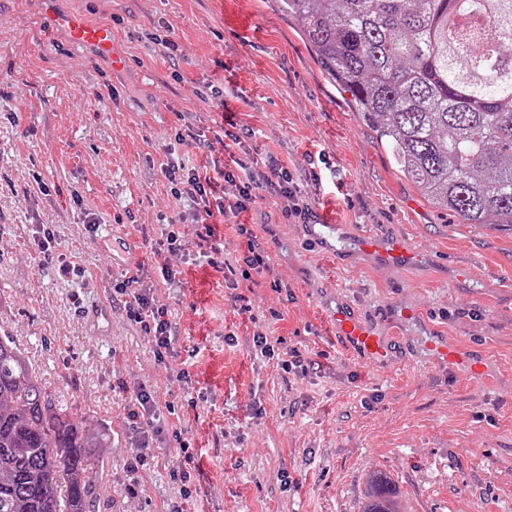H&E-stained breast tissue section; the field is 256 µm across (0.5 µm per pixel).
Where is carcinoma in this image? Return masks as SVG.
I'll list each match as a JSON object with an SVG mask.
<instances>
[{
  "label": "carcinoma",
  "mask_w": 512,
  "mask_h": 512,
  "mask_svg": "<svg viewBox=\"0 0 512 512\" xmlns=\"http://www.w3.org/2000/svg\"><path fill=\"white\" fill-rule=\"evenodd\" d=\"M401 171L464 224L512 226V0H283ZM109 435L0 337V512H93ZM361 512H403L387 473Z\"/></svg>",
  "instance_id": "carcinoma-1"
}]
</instances>
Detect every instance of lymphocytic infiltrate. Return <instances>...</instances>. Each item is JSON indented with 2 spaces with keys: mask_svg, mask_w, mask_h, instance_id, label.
Listing matches in <instances>:
<instances>
[{
  "mask_svg": "<svg viewBox=\"0 0 512 512\" xmlns=\"http://www.w3.org/2000/svg\"><path fill=\"white\" fill-rule=\"evenodd\" d=\"M161 173L171 197L187 206L194 228L193 239H186L184 233L171 230L163 233L154 244L155 253L162 260L161 275L168 286L178 282L177 264L170 262L174 256L178 257V263L205 264L222 275L238 274L246 280L255 272H273L274 258L252 225L235 226L237 243L231 250L226 248L223 235L217 231L227 216L254 205L259 189H266L277 197L285 216L302 224L310 218L308 206L297 198L287 167L272 160L238 158L227 164L216 159L209 167L201 169L190 165L185 158L171 157L162 164ZM147 278L143 265L128 268L123 280L112 289V301L128 321L139 327L155 360L162 363L174 353L175 327L171 312L157 296V286L148 283ZM252 341L261 356L274 360L276 368L283 372L304 376L314 369L316 361L309 351L284 346L282 337L257 330ZM157 404L156 392L143 389L127 407V419L136 433V447L127 460L131 480L126 493L131 497L138 494L140 474L150 470L154 461L153 456L145 454V447L164 432L158 422ZM172 436L179 441L184 462L170 471L172 481L179 486V494L168 503L166 512H184L186 502L199 497L201 486L189 469L195 457L194 448L183 439L181 429H173Z\"/></svg>",
  "mask_w": 512,
  "mask_h": 512,
  "instance_id": "obj_1",
  "label": "lymphocytic infiltrate"
}]
</instances>
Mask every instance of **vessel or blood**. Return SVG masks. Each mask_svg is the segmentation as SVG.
I'll return each instance as SVG.
<instances>
[{
	"instance_id": "obj_1",
	"label": "vessel or blood",
	"mask_w": 512,
	"mask_h": 512,
	"mask_svg": "<svg viewBox=\"0 0 512 512\" xmlns=\"http://www.w3.org/2000/svg\"><path fill=\"white\" fill-rule=\"evenodd\" d=\"M76 41H90L102 49L112 46V32L105 26L86 22L76 16L63 17ZM359 252L371 257L377 264L404 268L420 265L424 256L398 239H382L372 235L359 236ZM334 334L342 346L364 362H384L390 357L388 338L375 324L337 305L333 315ZM427 357L436 364L448 367L465 379L477 376L476 365L456 345L439 339L428 340L424 346Z\"/></svg>"
}]
</instances>
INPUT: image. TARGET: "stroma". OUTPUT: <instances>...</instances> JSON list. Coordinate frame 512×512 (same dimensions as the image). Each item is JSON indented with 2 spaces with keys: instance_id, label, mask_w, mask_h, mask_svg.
Instances as JSON below:
<instances>
[{
  "instance_id": "stroma-1",
  "label": "stroma",
  "mask_w": 512,
  "mask_h": 512,
  "mask_svg": "<svg viewBox=\"0 0 512 512\" xmlns=\"http://www.w3.org/2000/svg\"><path fill=\"white\" fill-rule=\"evenodd\" d=\"M73 14L111 26V52L75 44L57 22ZM157 35L173 37L176 57ZM208 82L223 84L225 110L196 97ZM182 121L253 129L251 153L284 163L311 212L344 227L314 239L270 196L237 214L235 223L273 229L274 272L292 294L285 302L269 284L252 292L240 282L249 321L209 266L182 265L180 286L160 288L178 351H200L192 373L205 399L195 407L120 312L99 335L86 318L111 309L127 261L155 270L153 243L182 220L160 172ZM42 224L82 276L41 265ZM366 233L401 237L431 259L376 266L354 248ZM340 302L379 320L396 305L417 310L389 344L391 364L346 353L332 334ZM258 325L328 358L306 378L286 374L255 354ZM0 336L57 406L109 432L96 512H164L178 494L171 439L153 448L140 497L126 494L122 413L142 388L157 391L162 420L199 452V512H360L376 470L396 482L404 512H512V227L463 224L427 202L281 0H0ZM434 337L487 356L491 383L460 382L425 359ZM284 472L297 487L283 490Z\"/></svg>"
}]
</instances>
